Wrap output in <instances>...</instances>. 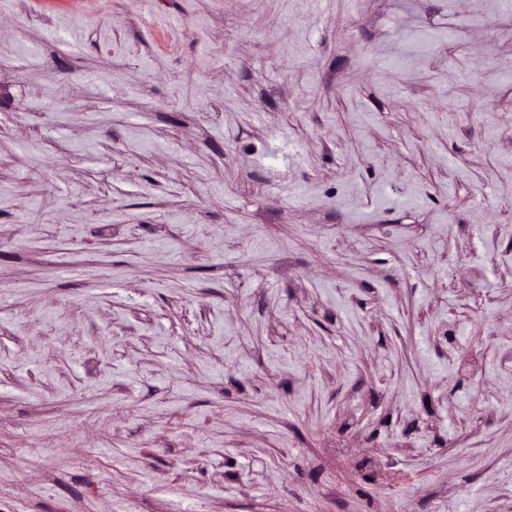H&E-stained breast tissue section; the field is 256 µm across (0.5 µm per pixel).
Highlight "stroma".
<instances>
[{"mask_svg":"<svg viewBox=\"0 0 512 512\" xmlns=\"http://www.w3.org/2000/svg\"><path fill=\"white\" fill-rule=\"evenodd\" d=\"M512 9L0 0V512H512Z\"/></svg>","mask_w":512,"mask_h":512,"instance_id":"obj_1","label":"stroma"}]
</instances>
